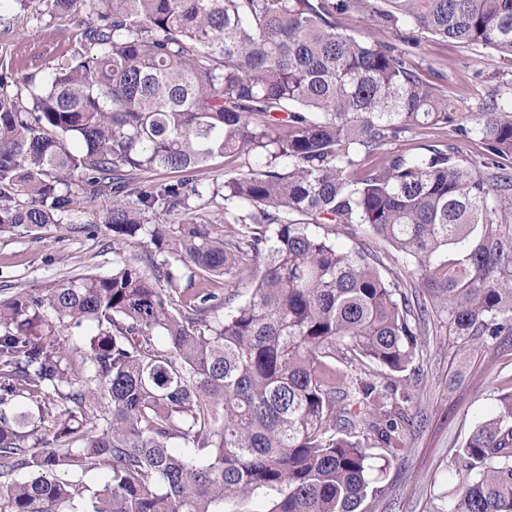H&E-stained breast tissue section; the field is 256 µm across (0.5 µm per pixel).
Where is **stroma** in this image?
Listing matches in <instances>:
<instances>
[{
	"instance_id": "obj_1",
	"label": "stroma",
	"mask_w": 512,
	"mask_h": 512,
	"mask_svg": "<svg viewBox=\"0 0 512 512\" xmlns=\"http://www.w3.org/2000/svg\"><path fill=\"white\" fill-rule=\"evenodd\" d=\"M369 9L338 15L343 31L379 43H412V62L429 81L439 86L459 116L478 112L492 94L512 95V63L491 50L443 41L407 25L390 27ZM28 40L22 64L10 65L14 49L0 36V63H9L12 83L23 85L27 76L41 72L60 53L76 46L78 21L24 14L19 20ZM452 146L462 156L481 162L484 151L474 137L458 134L454 125L416 127L384 146L381 155L366 158L365 167L382 156H412L428 146ZM343 242L371 251L384 274H398L402 263L388 244L364 227L340 229ZM110 237L87 236L74 224H49L30 232L0 235V284L39 288L64 274H99L112 271ZM403 384L397 397L409 423L405 445L396 453L380 450L372 473L375 491L364 504L366 512H447L458 478L452 459L475 424L489 416L500 395L512 392V336L495 341L474 340L470 354H461L444 327L431 323L421 339L416 359L400 373Z\"/></svg>"
}]
</instances>
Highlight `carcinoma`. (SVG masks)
<instances>
[{
    "mask_svg": "<svg viewBox=\"0 0 512 512\" xmlns=\"http://www.w3.org/2000/svg\"><path fill=\"white\" fill-rule=\"evenodd\" d=\"M367 0H0V34L26 52L14 4L87 8L80 46L26 91L0 74V233L72 224L111 235L112 273L0 297V512H364L372 448L403 440L392 381L430 316L462 351L512 336V96L461 135L479 168L431 146L353 178L454 105L411 52L344 33ZM379 17L512 61V0H383ZM247 159L224 190L215 158ZM166 168L176 178L160 181ZM224 200V224L193 213ZM359 224L407 279L340 243ZM422 290L413 317L406 288ZM86 321L85 384L44 337ZM71 405L50 418L43 401ZM111 415L99 430L102 409ZM448 512H512V393L458 452ZM103 470L90 491L84 477Z\"/></svg>",
    "mask_w": 512,
    "mask_h": 512,
    "instance_id": "cac0c4a2",
    "label": "carcinoma"
}]
</instances>
